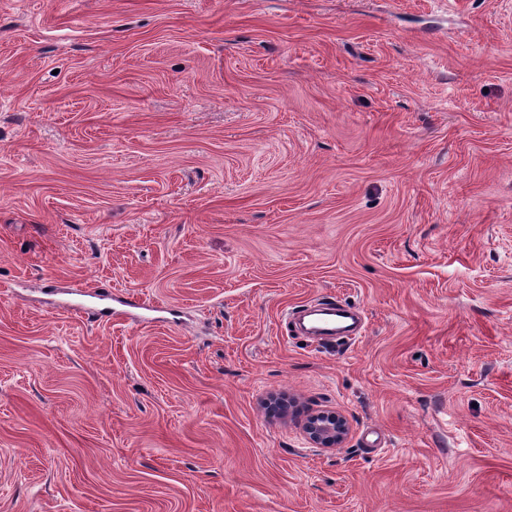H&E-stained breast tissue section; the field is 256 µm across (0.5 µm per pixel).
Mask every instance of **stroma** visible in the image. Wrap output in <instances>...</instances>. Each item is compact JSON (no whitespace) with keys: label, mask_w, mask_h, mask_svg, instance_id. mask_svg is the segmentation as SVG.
Wrapping results in <instances>:
<instances>
[{"label":"stroma","mask_w":512,"mask_h":512,"mask_svg":"<svg viewBox=\"0 0 512 512\" xmlns=\"http://www.w3.org/2000/svg\"><path fill=\"white\" fill-rule=\"evenodd\" d=\"M0 512H512V0H0ZM322 317L311 330V335L321 338L349 337L353 333L352 326L355 323L354 315L346 308L337 304H327L318 310ZM351 320L353 324L346 323ZM304 432L316 448H339L348 435L349 426L336 412H321L307 420Z\"/></svg>","instance_id":"35a3bbf8"}]
</instances>
